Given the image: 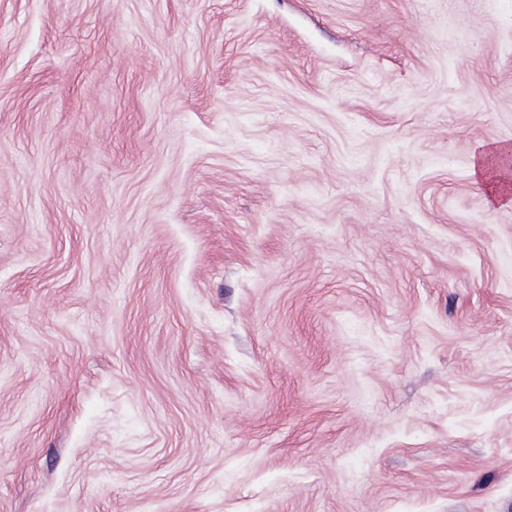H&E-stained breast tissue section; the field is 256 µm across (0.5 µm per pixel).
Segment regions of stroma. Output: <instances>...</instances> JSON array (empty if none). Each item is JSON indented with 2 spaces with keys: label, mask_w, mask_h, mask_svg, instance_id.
<instances>
[{
  "label": "stroma",
  "mask_w": 512,
  "mask_h": 512,
  "mask_svg": "<svg viewBox=\"0 0 512 512\" xmlns=\"http://www.w3.org/2000/svg\"><path fill=\"white\" fill-rule=\"evenodd\" d=\"M512 0H0V512H512Z\"/></svg>",
  "instance_id": "35a3bbf8"
}]
</instances>
